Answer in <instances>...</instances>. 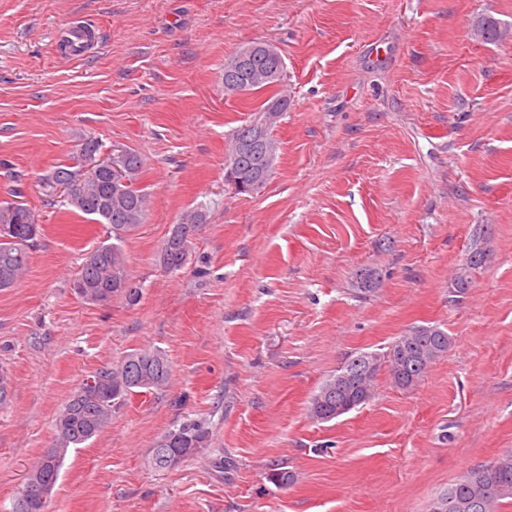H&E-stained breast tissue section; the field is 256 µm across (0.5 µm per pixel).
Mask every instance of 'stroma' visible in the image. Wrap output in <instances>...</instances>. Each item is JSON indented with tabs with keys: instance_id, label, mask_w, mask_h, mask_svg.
<instances>
[{
	"instance_id": "1",
	"label": "stroma",
	"mask_w": 512,
	"mask_h": 512,
	"mask_svg": "<svg viewBox=\"0 0 512 512\" xmlns=\"http://www.w3.org/2000/svg\"><path fill=\"white\" fill-rule=\"evenodd\" d=\"M484 17L508 38L478 37ZM78 22L101 43L59 56ZM262 40L285 60L290 107L270 180L238 194L230 134L267 94L225 97L224 60ZM90 137L146 162L151 207L124 245L133 305L74 294L107 228L41 187ZM16 173L43 231L0 290V512L76 388L136 349L167 354L169 385L131 394L69 450L44 512H427L512 450V0H0V201ZM198 206L189 263L164 272L169 228ZM484 227L493 259L454 296ZM364 268L378 274L366 293ZM416 325L452 339L416 386L383 369L367 404L310 418L346 357ZM186 418L206 448L154 469L156 437ZM277 463L291 485L268 481Z\"/></svg>"
}]
</instances>
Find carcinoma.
I'll use <instances>...</instances> for the list:
<instances>
[{
  "label": "carcinoma",
  "instance_id": "cac0c4a2",
  "mask_svg": "<svg viewBox=\"0 0 512 512\" xmlns=\"http://www.w3.org/2000/svg\"><path fill=\"white\" fill-rule=\"evenodd\" d=\"M480 37L498 41L502 31L491 19L477 26ZM237 54L224 59V95L238 96L254 91L274 90L261 105L258 115L234 130L224 170L234 172L252 193L263 188L275 168L278 145L272 135L276 121L272 112L288 111V98L276 90L286 77L283 57L256 51L248 63L234 67ZM266 127L265 143L238 154L236 145L252 139L256 128ZM100 150L99 141L86 140L72 162L54 166L42 178L47 189L59 179L72 182L63 199L70 211L107 225L110 242H101L86 254L72 280L74 292L83 300L103 303L116 296L135 304L140 287L126 268L124 244L145 219L148 196L139 180L144 172L143 157L127 150L115 162L126 171L128 183L112 184L108 174L95 179L84 174L90 155ZM203 208L185 212L172 225L157 254L158 265L166 272L181 270L188 262L191 245L203 224ZM41 232L35 212L20 201L0 202V290L11 288L20 279L29 261V250ZM492 260L490 250L474 245L465 265L455 276L451 292L462 296L471 288L473 271ZM448 333L437 326H414L397 337L389 352L379 356L361 353L349 357L336 373L327 377L313 395L309 416L328 422L370 401L375 379L382 364H387L393 384L409 389L422 378L427 368L442 358L451 346ZM171 368L166 354L159 349L136 350L112 367H103L91 375L94 385L83 382L69 397L55 422L54 446L48 449L29 472L22 494L12 512H44L55 487L68 450L95 437L112 420L115 409L133 393L161 390L170 380ZM209 432L203 423L186 419L166 430L153 444L151 465L165 470L181 464L207 445ZM267 479L276 486H286L293 474L277 465L269 468ZM512 502V451L497 460L471 468L431 502L429 512H496L503 501Z\"/></svg>",
  "mask_w": 512,
  "mask_h": 512
}]
</instances>
